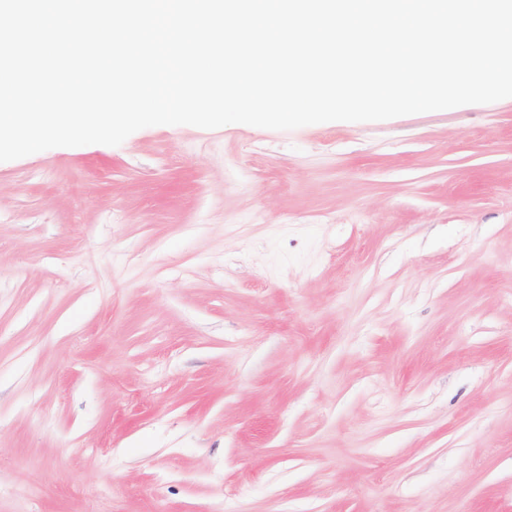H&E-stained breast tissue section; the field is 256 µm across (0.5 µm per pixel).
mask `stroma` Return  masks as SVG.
Wrapping results in <instances>:
<instances>
[{
	"instance_id": "obj_1",
	"label": "stroma",
	"mask_w": 512,
	"mask_h": 512,
	"mask_svg": "<svg viewBox=\"0 0 512 512\" xmlns=\"http://www.w3.org/2000/svg\"><path fill=\"white\" fill-rule=\"evenodd\" d=\"M0 512H512V98L0 162Z\"/></svg>"
}]
</instances>
